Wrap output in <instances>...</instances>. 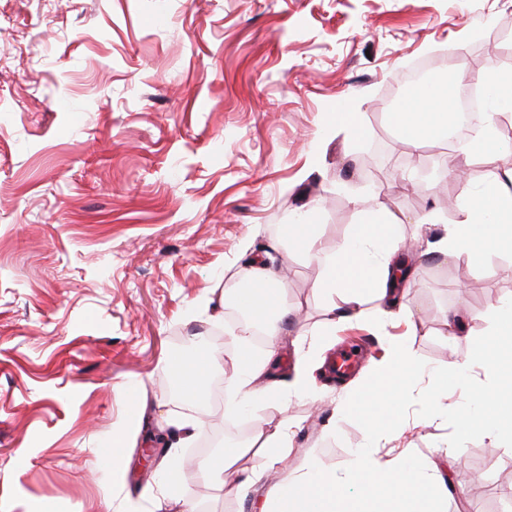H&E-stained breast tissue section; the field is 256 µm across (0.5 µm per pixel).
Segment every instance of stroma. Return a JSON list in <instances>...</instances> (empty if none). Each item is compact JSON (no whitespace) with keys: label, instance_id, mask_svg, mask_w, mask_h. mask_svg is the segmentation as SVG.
I'll list each match as a JSON object with an SVG mask.
<instances>
[{"label":"stroma","instance_id":"obj_1","mask_svg":"<svg viewBox=\"0 0 512 512\" xmlns=\"http://www.w3.org/2000/svg\"><path fill=\"white\" fill-rule=\"evenodd\" d=\"M505 25L512 0H0V512H255L224 493L257 464L250 448L221 488L204 475L217 450L192 446L179 451L180 480H140L143 422L200 414L223 432L241 418L252 430L293 424L288 465L299 470L315 457L343 467L371 428L396 424L384 458L463 461L447 497L410 504L358 474L361 512H512V431L485 436L473 415L485 367L445 327L461 306L474 339L495 329L512 252L426 256L458 218L446 194L463 198L484 178L459 181L432 144L414 160L391 108L416 63L482 72ZM61 97L71 111L55 110ZM342 104L367 138L335 121ZM315 200L328 251L376 205L404 218L405 307L380 326H338L309 392L228 412L225 373L242 344L219 301L226 279H249L244 238L278 241L272 264L299 307L290 336L323 348L322 269L281 238ZM430 207L442 223L417 226ZM198 331L223 358L200 404L181 396L177 369ZM395 342L438 379L371 377ZM350 348L363 357L342 377L328 361ZM342 401L353 410L341 418Z\"/></svg>","mask_w":512,"mask_h":512}]
</instances>
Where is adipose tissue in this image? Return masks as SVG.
I'll return each mask as SVG.
<instances>
[{"label":"adipose tissue","mask_w":512,"mask_h":512,"mask_svg":"<svg viewBox=\"0 0 512 512\" xmlns=\"http://www.w3.org/2000/svg\"><path fill=\"white\" fill-rule=\"evenodd\" d=\"M474 80L487 92L489 116L473 141L458 147L456 155L463 161L476 145L494 142L499 116L512 112V94L503 91L504 86L512 83L511 77L491 67L475 75ZM453 102L450 87L435 78L427 92L411 97L398 111L397 121L404 126L412 150L444 136ZM511 214L512 171L490 174L487 181L472 188L459 204L457 222L449 225L444 236L430 242L428 249L452 260L471 255L476 244L500 240V224ZM401 224L396 214L376 208L364 223L338 240L331 251L321 247L315 225L305 220L289 224L286 233L289 244L323 270L318 292L326 302L324 330L353 320L377 323L383 319L386 311L381 301L396 282L393 271L398 262ZM253 275L255 292H243L230 283L224 289V301L269 324L264 356L242 349L233 372L236 386L248 398L266 404L277 397L281 349L296 308L288 301L287 284L263 260H255ZM292 433L293 428L288 424L271 431H256L263 448L261 461L233 488V495H246L268 470L286 463ZM380 444V430H370L366 448L343 472H336L320 458H313L306 469L285 472L265 499L274 504L275 512H350L352 485L357 474L366 469L376 470L391 481L393 496L406 503L416 501L430 490H446V480L437 463L419 466L385 462L379 455Z\"/></svg>","instance_id":"adipose-tissue-1"}]
</instances>
